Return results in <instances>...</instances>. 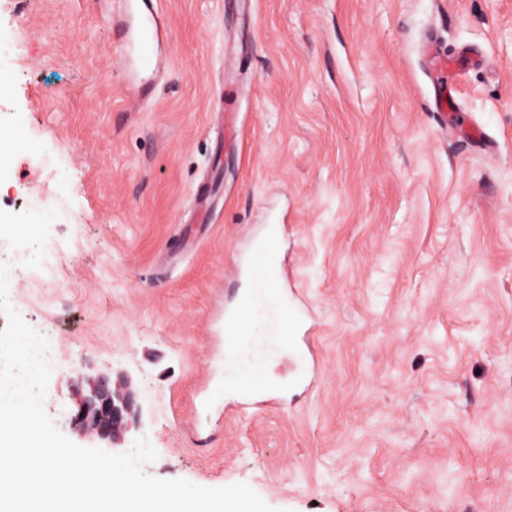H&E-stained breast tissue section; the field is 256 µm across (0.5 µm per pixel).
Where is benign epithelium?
Masks as SVG:
<instances>
[{
	"instance_id": "obj_1",
	"label": "benign epithelium",
	"mask_w": 512,
	"mask_h": 512,
	"mask_svg": "<svg viewBox=\"0 0 512 512\" xmlns=\"http://www.w3.org/2000/svg\"><path fill=\"white\" fill-rule=\"evenodd\" d=\"M135 394L129 382L112 384L110 377L94 379L88 394L81 397L73 421L102 439H118L128 426Z\"/></svg>"
}]
</instances>
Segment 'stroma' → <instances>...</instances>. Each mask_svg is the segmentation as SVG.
I'll return each instance as SVG.
<instances>
[{"label":"stroma","instance_id":"stroma-1","mask_svg":"<svg viewBox=\"0 0 512 512\" xmlns=\"http://www.w3.org/2000/svg\"><path fill=\"white\" fill-rule=\"evenodd\" d=\"M159 7L136 87L122 0H0V262L57 429L276 512H512V0ZM281 221L318 376L278 355L281 402L228 415L224 313ZM102 374L136 393L115 443L72 423Z\"/></svg>","mask_w":512,"mask_h":512}]
</instances>
